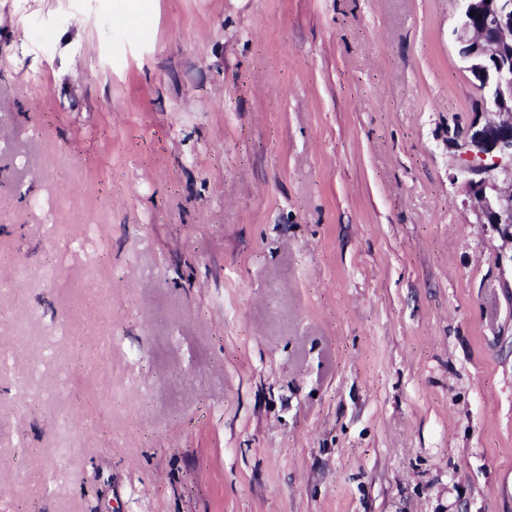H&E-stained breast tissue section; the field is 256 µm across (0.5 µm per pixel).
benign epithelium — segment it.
Masks as SVG:
<instances>
[{
  "mask_svg": "<svg viewBox=\"0 0 512 512\" xmlns=\"http://www.w3.org/2000/svg\"><path fill=\"white\" fill-rule=\"evenodd\" d=\"M458 54L483 92L474 117L448 136L487 223L512 243V189L501 192L493 172L512 173V0H458Z\"/></svg>",
  "mask_w": 512,
  "mask_h": 512,
  "instance_id": "7a95c632",
  "label": "benign epithelium"
}]
</instances>
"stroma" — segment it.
<instances>
[{
    "instance_id": "35a3bbf8",
    "label": "stroma",
    "mask_w": 512,
    "mask_h": 512,
    "mask_svg": "<svg viewBox=\"0 0 512 512\" xmlns=\"http://www.w3.org/2000/svg\"><path fill=\"white\" fill-rule=\"evenodd\" d=\"M459 15L0 0V512H512Z\"/></svg>"
}]
</instances>
